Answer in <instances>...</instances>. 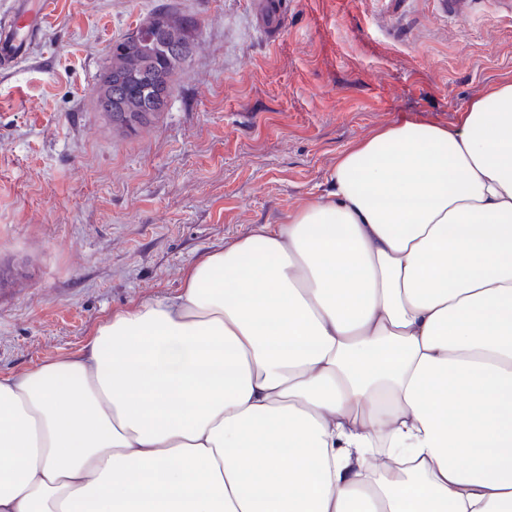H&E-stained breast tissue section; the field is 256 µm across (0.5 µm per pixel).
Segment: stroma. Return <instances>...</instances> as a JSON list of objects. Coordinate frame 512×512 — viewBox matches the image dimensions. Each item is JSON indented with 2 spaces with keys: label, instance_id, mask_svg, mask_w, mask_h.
Segmentation results:
<instances>
[{
  "label": "stroma",
  "instance_id": "obj_1",
  "mask_svg": "<svg viewBox=\"0 0 512 512\" xmlns=\"http://www.w3.org/2000/svg\"><path fill=\"white\" fill-rule=\"evenodd\" d=\"M30 59L0 74V376L81 348L117 311L178 292L205 254L322 193L337 155L405 121L450 125L512 78V18L471 0H177L197 23L169 103L121 131L93 88L109 48L167 0H53ZM260 4L261 14L266 25L259 27L260 31L272 36V31L276 30L278 24L284 20V3L282 0H258Z\"/></svg>",
  "mask_w": 512,
  "mask_h": 512
}]
</instances>
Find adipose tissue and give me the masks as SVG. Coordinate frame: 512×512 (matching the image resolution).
Listing matches in <instances>:
<instances>
[{"mask_svg":"<svg viewBox=\"0 0 512 512\" xmlns=\"http://www.w3.org/2000/svg\"><path fill=\"white\" fill-rule=\"evenodd\" d=\"M327 182L0 377V512H512V80Z\"/></svg>","mask_w":512,"mask_h":512,"instance_id":"adipose-tissue-1","label":"adipose tissue"}]
</instances>
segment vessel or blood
<instances>
[{"mask_svg":"<svg viewBox=\"0 0 512 512\" xmlns=\"http://www.w3.org/2000/svg\"><path fill=\"white\" fill-rule=\"evenodd\" d=\"M7 10H0V73H10L24 64L32 44L39 36L43 13L49 0H9ZM264 24L263 34H271L284 20L282 0H259Z\"/></svg>","mask_w":512,"mask_h":512,"instance_id":"1","label":"vessel or blood"}]
</instances>
